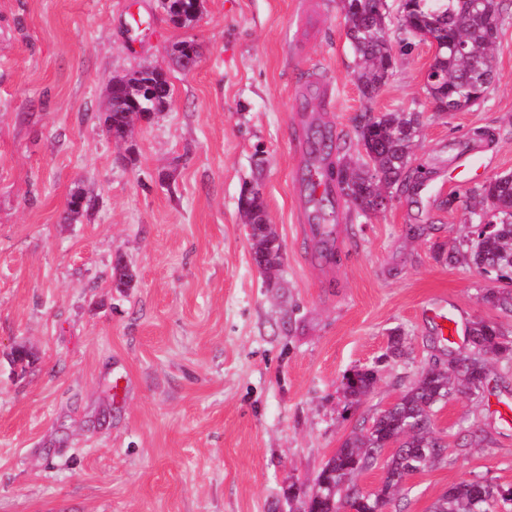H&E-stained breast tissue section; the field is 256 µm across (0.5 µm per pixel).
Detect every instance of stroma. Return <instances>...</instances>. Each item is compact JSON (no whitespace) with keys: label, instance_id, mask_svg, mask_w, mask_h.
<instances>
[{"label":"stroma","instance_id":"stroma-1","mask_svg":"<svg viewBox=\"0 0 512 512\" xmlns=\"http://www.w3.org/2000/svg\"><path fill=\"white\" fill-rule=\"evenodd\" d=\"M300 2L203 0L200 21L179 28L163 0H0V512H302L354 427L463 350L438 340L439 315L512 334V315L482 300L491 281L433 253L468 234L448 196L512 172V0L485 99L445 116L423 89L428 44L398 52L368 103L339 0H319L312 30ZM185 40L198 50L188 71L170 57ZM155 66L171 105L115 143L100 120L112 77ZM315 69L319 92L306 87ZM396 108L424 114L427 186L369 218L338 205L336 257L318 262L309 124L352 154L359 115ZM256 180L284 245L274 288L239 210ZM78 188L96 206L64 222ZM119 256L135 274L121 292ZM396 329L402 359L386 355ZM20 344L35 355L24 373L9 362ZM363 368L377 384L345 409ZM434 420L448 450L407 482L402 512H430L465 478L512 486V361L494 362L482 399L454 395ZM475 424L491 441L463 448Z\"/></svg>","mask_w":512,"mask_h":512}]
</instances>
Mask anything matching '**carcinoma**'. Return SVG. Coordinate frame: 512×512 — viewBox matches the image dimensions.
Instances as JSON below:
<instances>
[{"label": "carcinoma", "instance_id": "obj_1", "mask_svg": "<svg viewBox=\"0 0 512 512\" xmlns=\"http://www.w3.org/2000/svg\"><path fill=\"white\" fill-rule=\"evenodd\" d=\"M164 5L177 27L187 26L201 8L200 0H165ZM399 13L403 17L397 20L393 31L388 3L340 0L345 36L354 55L351 76L361 96L370 102L389 82L395 69L393 42L407 47L414 39L413 30H428L437 32L443 40V48L429 64V87L425 88L428 99L441 104L450 102L458 112L470 109L472 97L485 94L493 78L489 41L503 23V0H413ZM171 98L172 87L163 69L134 71L115 79L101 120L106 132L121 141L128 136L134 120H147L164 111ZM422 127V112L414 108L384 112L369 109L361 115L353 131L357 156L345 153L327 168V175L336 182L337 191L356 216H369L377 195L420 183L424 166L414 164V150ZM309 146L314 157L325 159L333 149L334 135L329 130L314 129ZM245 193L246 203L241 209L251 236L257 238L254 261L272 278L283 259L281 245L276 232H266L268 218L259 185L246 188ZM469 194L473 202L464 207L466 222L475 225L488 217L495 227L485 239L435 246L437 258L494 276L500 286L489 289L484 300L512 314V173L497 175L473 187ZM84 197L86 194L80 190L71 194L73 199ZM308 198L315 223L329 222L334 214L332 193L318 197L313 188ZM94 206L95 199L91 197L80 209L68 205L64 219L76 221ZM468 338L470 351L461 356L460 366L429 368L417 385L403 391L398 403L370 418L371 427L351 431L313 479L310 512H336L339 494L332 493V485L342 476L347 477V490L354 493L355 512L390 509L402 487L384 476L374 490L359 496L357 478L361 474L378 466L389 473L414 474L443 460L446 445L433 422L437 408L457 393L478 395L477 387L489 375L492 361L512 358V337L492 321L473 322ZM388 352L399 359L407 354L400 331L390 335ZM376 382L371 369L357 372L354 384L348 386L350 404L359 403ZM392 445L397 449L382 458L383 449ZM477 485L476 479L452 485L437 498L431 512H512V501L493 495L478 498Z\"/></svg>", "mask_w": 512, "mask_h": 512}]
</instances>
